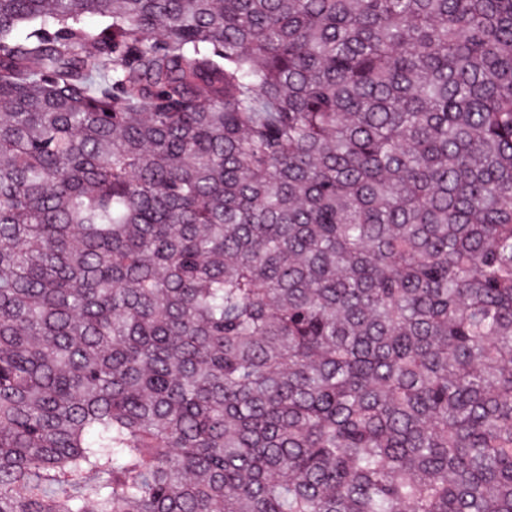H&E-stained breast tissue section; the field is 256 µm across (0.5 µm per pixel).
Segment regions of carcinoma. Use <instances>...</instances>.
I'll list each match as a JSON object with an SVG mask.
<instances>
[{
  "mask_svg": "<svg viewBox=\"0 0 512 512\" xmlns=\"http://www.w3.org/2000/svg\"><path fill=\"white\" fill-rule=\"evenodd\" d=\"M0 512H512V0H0Z\"/></svg>",
  "mask_w": 512,
  "mask_h": 512,
  "instance_id": "carcinoma-1",
  "label": "carcinoma"
}]
</instances>
